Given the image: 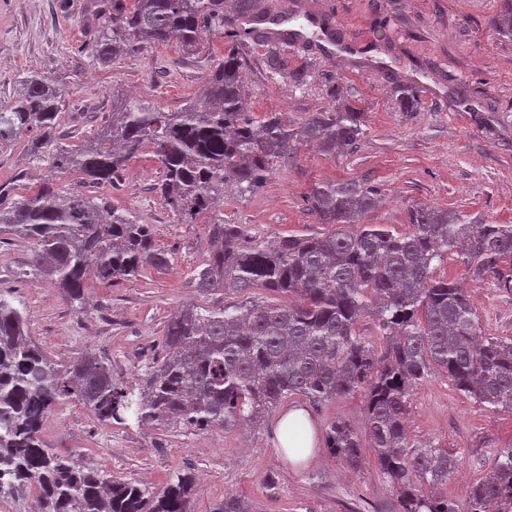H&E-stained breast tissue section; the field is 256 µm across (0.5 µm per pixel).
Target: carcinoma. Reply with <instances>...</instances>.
Returning <instances> with one entry per match:
<instances>
[{
	"mask_svg": "<svg viewBox=\"0 0 512 512\" xmlns=\"http://www.w3.org/2000/svg\"><path fill=\"white\" fill-rule=\"evenodd\" d=\"M103 17L90 62L106 65L146 45L176 40L200 45L204 29L224 24V0H99ZM266 70L298 88L302 67L288 68L267 43ZM242 59L229 51L196 100L176 112L128 101L93 140L75 147L54 136L62 90L36 71L22 90L0 103V145L31 134L30 157L48 164L38 190L0 204V241L32 244L29 267L52 281L71 306L84 311L87 280L111 283L146 268L169 265L155 249L150 225L106 196L62 195L56 174L76 172L110 184L142 149L163 169L157 190L190 224L212 213L230 190L252 195L276 166L307 142L334 156L364 135L363 113L338 104L291 128L277 113L248 111L240 77ZM398 104L415 112L421 98L399 88ZM381 193L359 180L318 181L305 201L332 230L317 237L256 239L239 224L210 218L211 247L190 272L196 292L214 300L185 305L164 326V355L145 368L137 389L112 385V370L90 354L59 364L29 338L23 302L0 293V481L8 490H34L32 512H188L194 478L170 477L160 492L88 469L43 439L45 420L64 402L79 403L101 421L141 425L256 428L288 398L314 403L364 393L370 448L398 498L400 512H512V448H503L485 477L472 484L465 508L443 492L458 470L448 450L414 438L407 427L412 392L434 373L490 411L512 413V336L488 337L461 282L436 276L455 255L473 281L491 278L512 291V224H487L457 212L413 208L410 230L396 233L362 218ZM288 296L283 303L225 302L253 286ZM374 317L385 330L377 345L359 330ZM329 453L352 471L362 468L363 443L342 419L328 422ZM213 512H255L224 496Z\"/></svg>",
	"mask_w": 512,
	"mask_h": 512,
	"instance_id": "cac0c4a2",
	"label": "carcinoma"
}]
</instances>
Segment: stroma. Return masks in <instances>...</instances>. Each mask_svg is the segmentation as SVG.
<instances>
[{"label":"stroma","mask_w":512,"mask_h":512,"mask_svg":"<svg viewBox=\"0 0 512 512\" xmlns=\"http://www.w3.org/2000/svg\"><path fill=\"white\" fill-rule=\"evenodd\" d=\"M300 14L336 21L340 46L330 53L286 48L289 66H304L302 89L263 67L266 45L234 46L224 35L236 22L235 0H224V25L207 30L198 51L172 41L144 47L103 66H91L95 27L88 0H0V101L15 97L22 72L35 70L62 88L56 136L79 145L93 136L114 101L136 99L166 111L195 100L214 66L240 49L254 116L279 112L292 126L331 108L339 85L350 106L363 112L365 136L333 158L302 147L293 162L276 167L255 195L225 192V223L242 225L256 238L315 237L327 233L306 209L312 183L358 179L377 187L383 201L363 218L406 233L408 212L426 205L456 210L490 224H512V38L499 34L503 0H279ZM416 88L423 107L401 111L396 85ZM47 171L31 162L27 141L0 148V188L11 198L34 191ZM162 170L142 150L113 183H82L75 173L56 179L61 194L108 196L119 208L151 225L166 269L103 284L89 279L91 306L76 312L52 283L29 277L31 244L14 237L0 244V292L21 296L30 310L29 336L52 360L65 363L89 352L112 367V382L134 387L147 365L162 355V331L182 305L209 306L191 288V270L209 249L206 218L181 221L156 186ZM468 293L486 334L512 336V294L486 279ZM409 431L457 457L448 496L463 501L468 486L492 466L499 449L512 447V413L492 412L435 374L414 389ZM300 409L313 426L311 448L289 458L280 448L277 423ZM340 418L364 432L361 393L315 406L288 398L265 427L197 430L183 426L138 427L134 420L107 423L86 407L64 402L48 415L43 436L55 450L82 465L161 491L175 472L195 477L190 512H212L232 493L259 512H399L374 455L351 472L332 456L321 434Z\"/></svg>","instance_id":"35a3bbf8"}]
</instances>
